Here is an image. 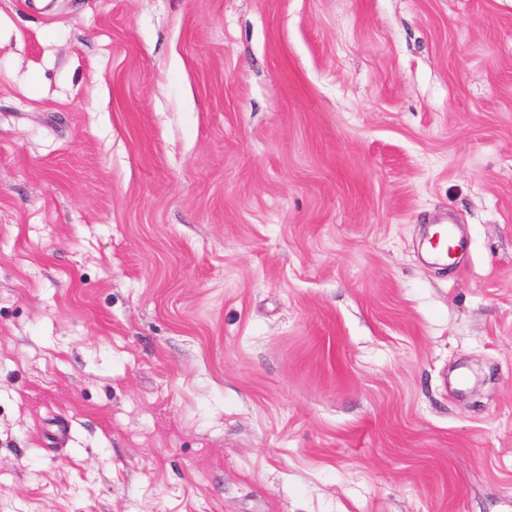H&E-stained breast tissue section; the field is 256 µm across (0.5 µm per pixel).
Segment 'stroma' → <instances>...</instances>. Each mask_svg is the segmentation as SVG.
I'll return each mask as SVG.
<instances>
[{
	"mask_svg": "<svg viewBox=\"0 0 512 512\" xmlns=\"http://www.w3.org/2000/svg\"><path fill=\"white\" fill-rule=\"evenodd\" d=\"M49 2L0 0V512H512V0Z\"/></svg>",
	"mask_w": 512,
	"mask_h": 512,
	"instance_id": "stroma-1",
	"label": "stroma"
}]
</instances>
